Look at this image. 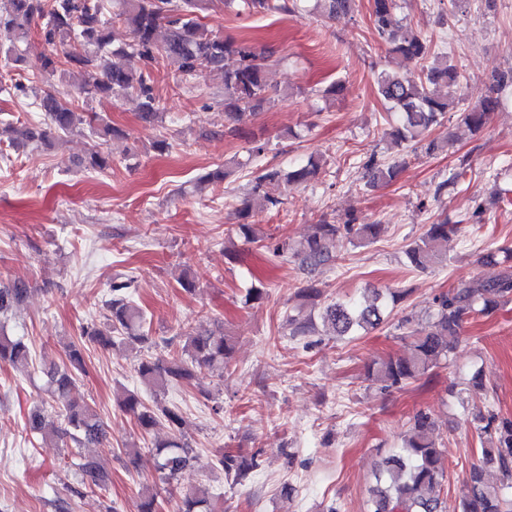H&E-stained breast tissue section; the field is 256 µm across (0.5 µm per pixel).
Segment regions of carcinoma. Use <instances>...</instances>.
Segmentation results:
<instances>
[{"label": "carcinoma", "mask_w": 512, "mask_h": 512, "mask_svg": "<svg viewBox=\"0 0 512 512\" xmlns=\"http://www.w3.org/2000/svg\"><path fill=\"white\" fill-rule=\"evenodd\" d=\"M323 17L334 21L354 13L356 0H321ZM8 7L0 9V53L15 65L26 62V56L17 52V44L27 41L32 26L41 23L39 30L43 50L38 55L36 77L50 79L59 72L77 73L76 91L66 96L51 91L39 97L38 106L49 120L47 127L29 124L18 127L12 122H0V143L10 145L22 142L40 143L47 147L59 142L62 136L88 131L99 138L111 137L118 130L104 123L95 112L79 108L78 100L119 98L134 94L138 99L140 117L151 122L159 117V100L151 84L149 66L162 61L176 69L185 79H193L206 71L224 72V115L232 125L227 133L239 132V125L255 110L271 103L264 76L265 62L273 51L259 49L246 42H235L209 32L201 22V14L208 8V0H121L120 10L111 17L105 15L104 0H7ZM242 11L248 14L268 12L292 13L298 6H289L288 0H241ZM397 0H372V22L388 51L420 65L415 76L401 75L384 69L377 77V93L387 105L393 125L386 136L389 143L403 149L424 144L430 154L439 148L438 141L427 140L433 127L441 124L446 114L460 113L461 122L472 132L483 130L490 116L500 106V98L487 95L479 103L464 106L441 96L438 86L460 81L461 72L445 56H438L432 40L410 34L397 37L394 13ZM126 28L130 42L113 46L112 29L115 24ZM67 47L62 54L57 49ZM137 55L144 69H132L113 61L127 54ZM234 59L232 66L226 60ZM87 171L103 172L112 167V157L101 146L91 148L76 161ZM325 162L311 155L305 165L286 174L273 167H261L254 177L244 206L238 217L245 220L240 229L252 242L259 241L246 219L254 210L276 209L281 200L274 188L282 178L307 182L316 178ZM368 174V185L390 184L397 180L400 163L387 162L371 154L362 162ZM486 209L476 202L464 220L451 223L443 219L428 226L417 239L406 245L405 255L410 266L426 271L443 259V245L457 233L459 225L484 224ZM382 225L358 224L353 217L338 224L322 218L313 225V232L294 249L288 242H277L269 247L272 255L280 256L290 250L300 265L314 270L335 258L336 241L346 238L356 245H366L379 237ZM505 267L490 280L474 278L460 282L435 300L436 311L432 322L424 329L410 328L404 333L410 354L388 357L368 367V379L385 387L402 388L425 380L440 363L448 359L458 342L461 329L469 319L489 317L501 306L512 301V249L502 248ZM132 280L113 281L106 303L108 314L100 323L86 327L84 337L102 346L114 344L121 337L128 344H150L152 337L146 330L147 319L143 309L130 298ZM28 288L17 281L0 288V318L6 317L24 302ZM406 289L371 290V294L357 300L335 301L323 308L321 319L340 337L352 336L357 331L379 328L390 310L405 301ZM290 335L307 336L313 327L312 319L297 311L288 316ZM168 354L138 364L137 374L153 388L169 383L178 386L191 384L202 368H223L230 362L234 340L224 329L209 332L178 333L162 340ZM68 364L46 371L48 390L58 405L53 410L59 427L48 429L44 410L36 407L27 413L26 428L32 434L49 439L68 436L77 445L89 446L103 440L104 425L97 410L86 402L69 398L73 384L87 375L84 363V344L73 341L66 345ZM31 352L19 338L0 330V364L18 372L28 371ZM121 406L136 418L143 431L153 429L160 421L167 422L170 436L155 444L157 467L167 481L190 466L193 448L186 441L182 429L181 411L155 400L144 402L130 394ZM480 437L493 442L480 449L479 463L469 469L460 497V512H512V418L501 417L492 411L475 416ZM447 454L438 442L435 423L429 413L419 410L410 419V428L401 447L384 457L377 470L376 485L370 490V512H443V480L447 469ZM216 466L234 473V480L246 476L254 464L237 461L235 456L219 453ZM502 475V484L486 480L489 468ZM76 474L84 493L107 489L109 472L93 457L77 464ZM176 512H223L204 487L185 494Z\"/></svg>", "instance_id": "cac0c4a2"}]
</instances>
